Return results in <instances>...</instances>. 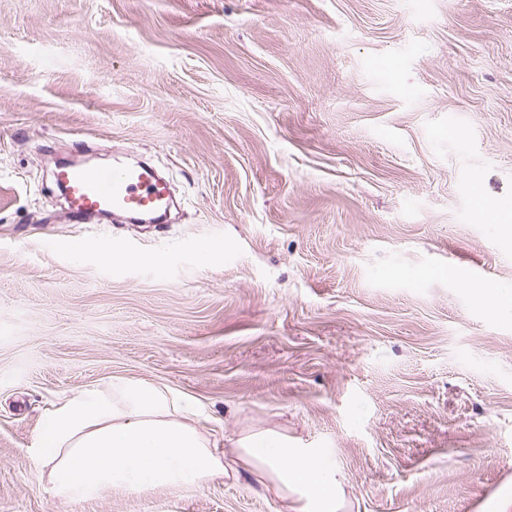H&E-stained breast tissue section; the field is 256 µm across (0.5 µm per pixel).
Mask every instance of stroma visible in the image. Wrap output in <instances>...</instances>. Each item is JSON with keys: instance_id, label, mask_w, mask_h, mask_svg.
Returning a JSON list of instances; mask_svg holds the SVG:
<instances>
[{"instance_id": "stroma-1", "label": "stroma", "mask_w": 512, "mask_h": 512, "mask_svg": "<svg viewBox=\"0 0 512 512\" xmlns=\"http://www.w3.org/2000/svg\"><path fill=\"white\" fill-rule=\"evenodd\" d=\"M62 156L179 219L68 223ZM510 285L512 0H0V512H285L47 492L42 415L119 380L329 449L340 512H512Z\"/></svg>"}]
</instances>
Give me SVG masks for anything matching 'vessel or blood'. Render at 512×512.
<instances>
[{"label":"vessel or blood","mask_w":512,"mask_h":512,"mask_svg":"<svg viewBox=\"0 0 512 512\" xmlns=\"http://www.w3.org/2000/svg\"><path fill=\"white\" fill-rule=\"evenodd\" d=\"M66 193L69 220L83 224L91 218L119 212L141 221L156 218L171 198L169 183L146 163H116L109 168L62 164L53 170Z\"/></svg>","instance_id":"obj_1"}]
</instances>
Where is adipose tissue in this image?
Here are the masks:
<instances>
[{
    "mask_svg": "<svg viewBox=\"0 0 512 512\" xmlns=\"http://www.w3.org/2000/svg\"><path fill=\"white\" fill-rule=\"evenodd\" d=\"M191 408L165 386L118 382L55 403L41 420L30 457L47 469L49 490L67 500L108 487L129 491L198 487L233 461L289 502L292 512H338L336 466L322 448H292L266 428L230 440L187 420Z\"/></svg>",
    "mask_w": 512,
    "mask_h": 512,
    "instance_id": "1",
    "label": "adipose tissue"
}]
</instances>
